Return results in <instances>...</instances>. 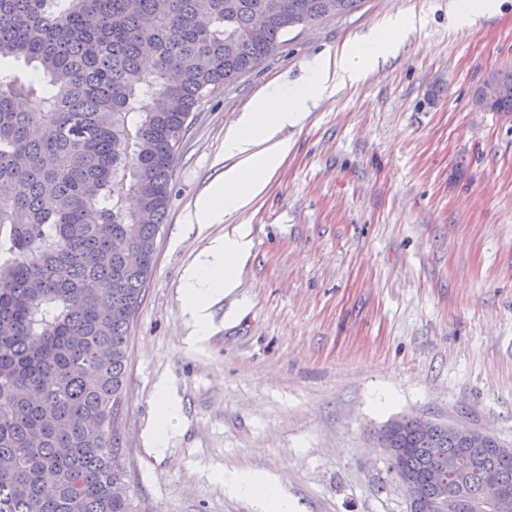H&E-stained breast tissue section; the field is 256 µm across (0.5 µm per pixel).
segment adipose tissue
Masks as SVG:
<instances>
[{
  "label": "adipose tissue",
  "mask_w": 512,
  "mask_h": 512,
  "mask_svg": "<svg viewBox=\"0 0 512 512\" xmlns=\"http://www.w3.org/2000/svg\"><path fill=\"white\" fill-rule=\"evenodd\" d=\"M414 26L411 18L395 16L384 21L362 41L345 47L336 56L317 61L307 81L299 86H277L264 93L224 136V156L230 159L187 215L188 223L201 227L223 223L228 216L246 210L266 189L271 175L288 154L276 133L297 124L312 97L333 95L341 86L357 82ZM245 234H224L210 240L204 254L186 269L182 292L196 331L206 335L208 309L215 298L237 287L239 258L249 249ZM229 484L239 495L258 500L264 512H299L278 484L248 474L234 475Z\"/></svg>",
  "instance_id": "adipose-tissue-1"
}]
</instances>
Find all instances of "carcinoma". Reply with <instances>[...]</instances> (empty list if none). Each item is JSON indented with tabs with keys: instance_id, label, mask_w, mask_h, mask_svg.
Returning a JSON list of instances; mask_svg holds the SVG:
<instances>
[{
	"instance_id": "cac0c4a2",
	"label": "carcinoma",
	"mask_w": 512,
	"mask_h": 512,
	"mask_svg": "<svg viewBox=\"0 0 512 512\" xmlns=\"http://www.w3.org/2000/svg\"><path fill=\"white\" fill-rule=\"evenodd\" d=\"M330 3L0 0V60L32 66L0 77V512H141L118 415L178 143L204 98ZM483 84L512 112V71ZM394 447L397 478L423 488L437 456H468L448 512L488 481L512 493L495 440L462 448L406 421Z\"/></svg>"
}]
</instances>
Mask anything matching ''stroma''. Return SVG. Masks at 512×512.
<instances>
[{
	"label": "stroma",
	"instance_id": "35a3bbf8",
	"mask_svg": "<svg viewBox=\"0 0 512 512\" xmlns=\"http://www.w3.org/2000/svg\"><path fill=\"white\" fill-rule=\"evenodd\" d=\"M456 2L362 0L291 31L193 112L130 328L121 444L143 512H263L226 484L240 472L301 512H408L380 446L405 417L512 448V112L474 105L489 73L512 70V0L464 27ZM397 14L415 26L376 69L277 132L289 152L250 208L186 223L242 112ZM240 224L238 286L196 339L185 269ZM160 383L178 405L161 454Z\"/></svg>",
	"mask_w": 512,
	"mask_h": 512
}]
</instances>
